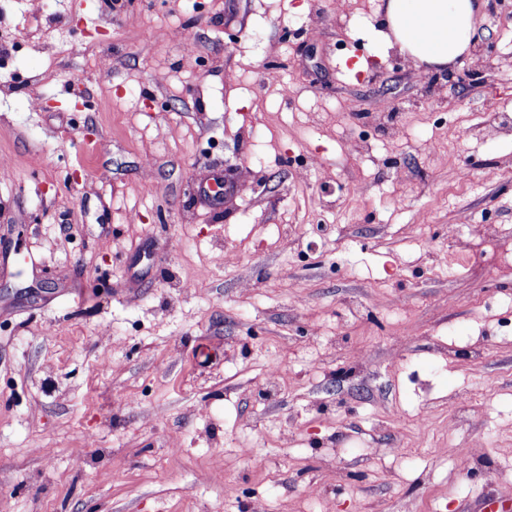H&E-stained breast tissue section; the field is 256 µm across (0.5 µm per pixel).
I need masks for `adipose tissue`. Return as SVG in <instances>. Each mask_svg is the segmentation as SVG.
<instances>
[{
	"instance_id": "adipose-tissue-1",
	"label": "adipose tissue",
	"mask_w": 512,
	"mask_h": 512,
	"mask_svg": "<svg viewBox=\"0 0 512 512\" xmlns=\"http://www.w3.org/2000/svg\"><path fill=\"white\" fill-rule=\"evenodd\" d=\"M484 8V0H386L385 21L417 65L447 66L470 46Z\"/></svg>"
}]
</instances>
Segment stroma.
<instances>
[{
	"label": "stroma",
	"mask_w": 512,
	"mask_h": 512,
	"mask_svg": "<svg viewBox=\"0 0 512 512\" xmlns=\"http://www.w3.org/2000/svg\"><path fill=\"white\" fill-rule=\"evenodd\" d=\"M385 29L0 0V512H512V0ZM484 0H387L385 21L393 41L417 66H447L472 43Z\"/></svg>",
	"instance_id": "stroma-1"
}]
</instances>
